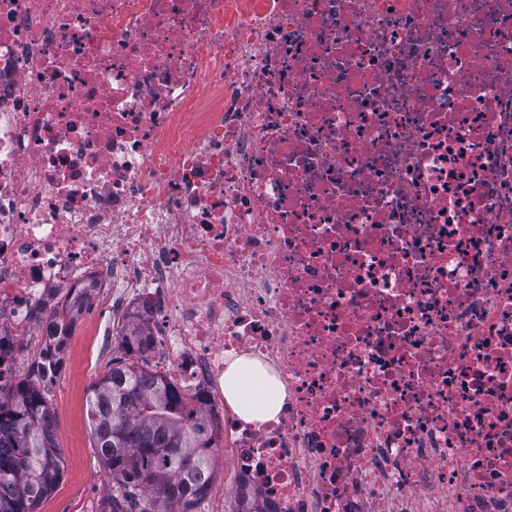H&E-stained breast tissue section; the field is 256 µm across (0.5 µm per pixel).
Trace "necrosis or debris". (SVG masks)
<instances>
[{"label":"necrosis or debris","mask_w":512,"mask_h":512,"mask_svg":"<svg viewBox=\"0 0 512 512\" xmlns=\"http://www.w3.org/2000/svg\"><path fill=\"white\" fill-rule=\"evenodd\" d=\"M87 287L273 512H512V0H0V385ZM224 397L239 418L261 426L277 419L284 394L259 360L240 355L226 361Z\"/></svg>","instance_id":"obj_1"}]
</instances>
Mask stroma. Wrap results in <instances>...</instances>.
I'll return each mask as SVG.
<instances>
[{"label":"stroma","instance_id":"1","mask_svg":"<svg viewBox=\"0 0 512 512\" xmlns=\"http://www.w3.org/2000/svg\"><path fill=\"white\" fill-rule=\"evenodd\" d=\"M111 324V317L92 305L72 329V354L51 389L55 437L64 468L57 488L43 501L39 512H102L112 489L109 473L97 460L86 414L91 386L112 364L111 352H100L93 347L92 339Z\"/></svg>","mask_w":512,"mask_h":512}]
</instances>
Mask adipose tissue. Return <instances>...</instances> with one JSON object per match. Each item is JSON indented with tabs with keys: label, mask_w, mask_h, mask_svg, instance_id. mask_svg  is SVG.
<instances>
[{
	"label": "adipose tissue",
	"mask_w": 512,
	"mask_h": 512,
	"mask_svg": "<svg viewBox=\"0 0 512 512\" xmlns=\"http://www.w3.org/2000/svg\"><path fill=\"white\" fill-rule=\"evenodd\" d=\"M224 397L239 418L261 426L276 420L284 394L259 360L240 355L226 361Z\"/></svg>",
	"instance_id": "ef3b65f1"
}]
</instances>
